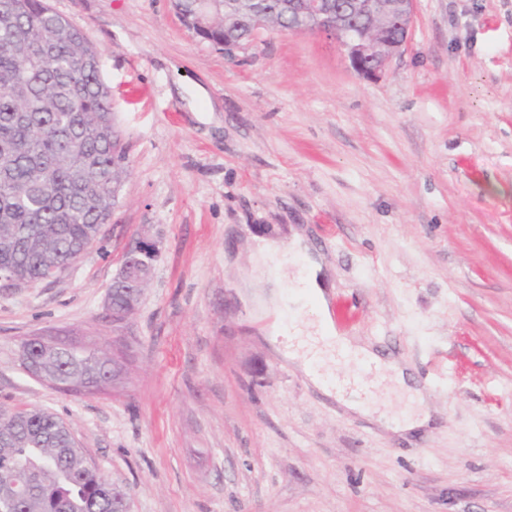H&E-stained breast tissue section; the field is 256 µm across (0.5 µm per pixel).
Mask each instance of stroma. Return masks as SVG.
<instances>
[{"mask_svg":"<svg viewBox=\"0 0 512 512\" xmlns=\"http://www.w3.org/2000/svg\"><path fill=\"white\" fill-rule=\"evenodd\" d=\"M101 53L128 173L112 221L72 267L0 285V406L63 418L130 512H512V0H416L403 53L359 76L335 40L264 31L234 56L172 0H48ZM202 85L212 111H191ZM304 233L337 327L402 359L426 391L406 433L288 367L259 314L258 239ZM155 243L129 318L109 294ZM117 362L67 392L21 342ZM332 381L400 418L414 406L352 357ZM156 257V249L152 243L140 241L134 247L130 248L125 255V259L121 268L119 277L115 280L112 290L118 285L114 292L112 304V321L113 323H121L136 309L139 302L141 290L146 287L153 271V261ZM130 288H136L138 295L131 302V307L121 308L128 304L131 300Z\"/></svg>","mask_w":512,"mask_h":512,"instance_id":"stroma-1","label":"stroma"}]
</instances>
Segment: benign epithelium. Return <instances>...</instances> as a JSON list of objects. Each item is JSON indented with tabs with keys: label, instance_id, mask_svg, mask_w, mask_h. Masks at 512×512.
Wrapping results in <instances>:
<instances>
[{
	"label": "benign epithelium",
	"instance_id": "1",
	"mask_svg": "<svg viewBox=\"0 0 512 512\" xmlns=\"http://www.w3.org/2000/svg\"><path fill=\"white\" fill-rule=\"evenodd\" d=\"M225 0L224 12L231 22L248 19L259 33L272 13L288 22L293 32L324 33L333 37L346 53L351 67L364 77L378 75L388 61L404 47L414 15V0H249L243 11ZM155 246L140 241L125 255L113 286L124 285L139 291L146 287L153 271Z\"/></svg>",
	"mask_w": 512,
	"mask_h": 512
}]
</instances>
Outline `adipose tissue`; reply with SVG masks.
<instances>
[{
	"label": "adipose tissue",
	"mask_w": 512,
	"mask_h": 512,
	"mask_svg": "<svg viewBox=\"0 0 512 512\" xmlns=\"http://www.w3.org/2000/svg\"><path fill=\"white\" fill-rule=\"evenodd\" d=\"M291 254L303 256L305 266L301 278L302 292L291 298H284L279 289L257 297L256 307L260 312L279 309L286 305L304 318L307 333L304 337L280 341V330L271 327L269 336L276 343L282 358L299 370L315 388L343 406L346 410L368 414L360 388L339 386L328 381L319 369L320 362L332 358L334 354L351 355L365 363L381 364L392 380L399 386H406V371L398 361H381L370 347L357 343L353 337L340 331L330 314L328 288L330 282L321 259L311 254L306 238L294 235L290 243Z\"/></svg>",
	"instance_id": "ef3b65f1"
}]
</instances>
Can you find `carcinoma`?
<instances>
[{"mask_svg":"<svg viewBox=\"0 0 512 512\" xmlns=\"http://www.w3.org/2000/svg\"><path fill=\"white\" fill-rule=\"evenodd\" d=\"M204 35L224 44V0ZM100 54L47 0H0V273L37 284L97 239L112 215L126 153ZM25 369L69 387L111 377L104 354L20 346ZM0 508L113 512L112 482L43 409H0Z\"/></svg>","mask_w":512,"mask_h":512,"instance_id":"cac0c4a2","label":"carcinoma"}]
</instances>
